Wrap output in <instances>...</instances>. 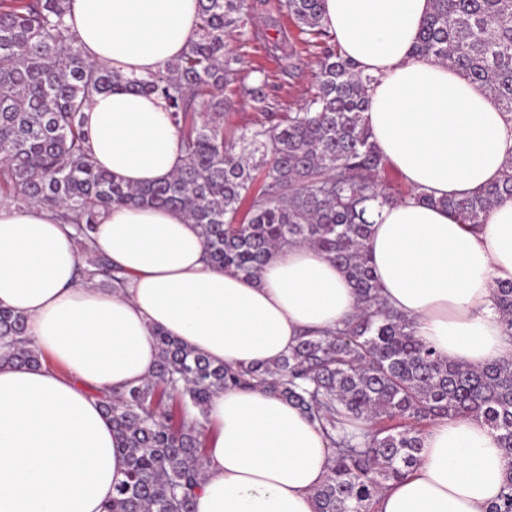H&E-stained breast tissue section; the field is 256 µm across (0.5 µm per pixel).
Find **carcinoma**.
Here are the masks:
<instances>
[{
  "mask_svg": "<svg viewBox=\"0 0 512 512\" xmlns=\"http://www.w3.org/2000/svg\"><path fill=\"white\" fill-rule=\"evenodd\" d=\"M69 0H0V195L57 210L76 231L99 286L115 282L95 253L92 232L114 204L180 211L200 229L211 265L247 278L273 253L308 245L347 275L359 311L333 331L305 337L273 364L233 368L159 331L157 363L136 386L104 396L122 449L125 479L107 512H194L205 477L202 437L212 395L259 386L321 425L332 448L316 512H370L388 482L420 462L422 426L475 415L512 455V355L484 367L454 365L415 338L411 321L386 308L370 262L373 223L365 203L403 196L379 181L386 161L364 123L371 78L355 70L322 26V0H285L301 40L317 50L314 90L271 126H243L224 137V88L255 109L274 105L248 82L227 42L262 40L250 0H198L199 29L175 62L148 81L132 80L82 56L64 23ZM414 53L432 56L486 88L512 113V0H432ZM125 85L168 103L184 144L169 179L131 188L90 159L81 113L91 98ZM262 186L254 190L256 171ZM512 199V174L483 193L426 199L463 224L486 222ZM512 328V281L495 289ZM0 360L31 367L43 356L26 336V318L0 306Z\"/></svg>",
  "mask_w": 512,
  "mask_h": 512,
  "instance_id": "cac0c4a2",
  "label": "carcinoma"
}]
</instances>
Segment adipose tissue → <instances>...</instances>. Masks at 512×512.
<instances>
[{"label":"adipose tissue","instance_id":"obj_1","mask_svg":"<svg viewBox=\"0 0 512 512\" xmlns=\"http://www.w3.org/2000/svg\"><path fill=\"white\" fill-rule=\"evenodd\" d=\"M431 0H323L322 23L371 76L364 121L409 194L373 205L369 242L382 302L413 322L443 359L483 366L512 353L494 290L512 281V199L486 224H459L440 198L480 193L512 165V116L433 58L413 52ZM84 58L145 80L197 33V0H70L64 18ZM98 166L130 187L171 177L183 160L165 100L122 88L83 110ZM93 235L126 278L76 280L82 254L45 207L0 202V305L27 318L40 367L0 363V512H102L127 459L101 392L140 384L156 331L233 367L270 364L303 334L356 314L345 273L306 245L282 248L258 277L210 265L183 214L116 205ZM205 478L194 512H315L332 450L317 422L260 388L224 390L208 406ZM421 462L383 488L373 512H489L512 457L476 417L425 428Z\"/></svg>","mask_w":512,"mask_h":512}]
</instances>
